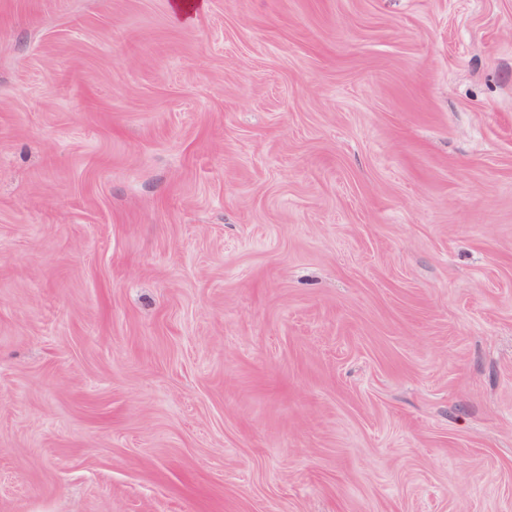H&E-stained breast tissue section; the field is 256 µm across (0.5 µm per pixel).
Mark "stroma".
<instances>
[{
  "label": "stroma",
  "instance_id": "1",
  "mask_svg": "<svg viewBox=\"0 0 512 512\" xmlns=\"http://www.w3.org/2000/svg\"><path fill=\"white\" fill-rule=\"evenodd\" d=\"M0 0V512H512V0Z\"/></svg>",
  "mask_w": 512,
  "mask_h": 512
}]
</instances>
